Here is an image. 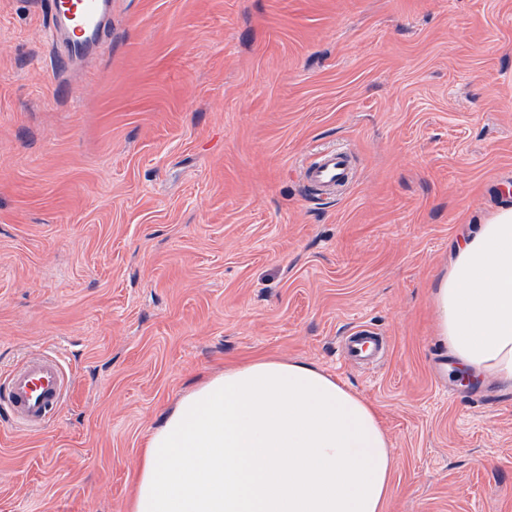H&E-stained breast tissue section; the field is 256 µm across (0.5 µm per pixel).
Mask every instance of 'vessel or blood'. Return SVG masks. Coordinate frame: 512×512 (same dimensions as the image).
Here are the masks:
<instances>
[{"mask_svg":"<svg viewBox=\"0 0 512 512\" xmlns=\"http://www.w3.org/2000/svg\"><path fill=\"white\" fill-rule=\"evenodd\" d=\"M48 21L49 38L66 62L93 58L112 26V0H37ZM305 188L325 198L342 196L356 181L354 155L342 147L320 150L301 170ZM385 343L356 327L345 336L342 349L348 360L374 361ZM73 383L58 352L29 355L0 374V409L21 429L49 423L63 406Z\"/></svg>","mask_w":512,"mask_h":512,"instance_id":"b4317fda","label":"vessel or blood"}]
</instances>
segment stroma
<instances>
[{
  "label": "stroma",
  "instance_id": "1",
  "mask_svg": "<svg viewBox=\"0 0 512 512\" xmlns=\"http://www.w3.org/2000/svg\"><path fill=\"white\" fill-rule=\"evenodd\" d=\"M57 78L35 0H0V369L59 347L43 430L0 415V512H126L161 414L275 357L374 404L385 512H512V387L462 379L430 291L512 206V0H117ZM346 194L307 193L325 147ZM363 323L370 364L340 361ZM301 177L310 193L338 198L356 181L354 155L343 147L320 150L302 167Z\"/></svg>",
  "mask_w": 512,
  "mask_h": 512
}]
</instances>
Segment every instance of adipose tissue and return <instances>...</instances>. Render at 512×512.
<instances>
[{
    "label": "adipose tissue",
    "mask_w": 512,
    "mask_h": 512,
    "mask_svg": "<svg viewBox=\"0 0 512 512\" xmlns=\"http://www.w3.org/2000/svg\"><path fill=\"white\" fill-rule=\"evenodd\" d=\"M430 299L460 367L512 385V207L452 248ZM376 408L323 369L257 359L209 376L150 433L128 512H384Z\"/></svg>",
    "instance_id": "1"
}]
</instances>
